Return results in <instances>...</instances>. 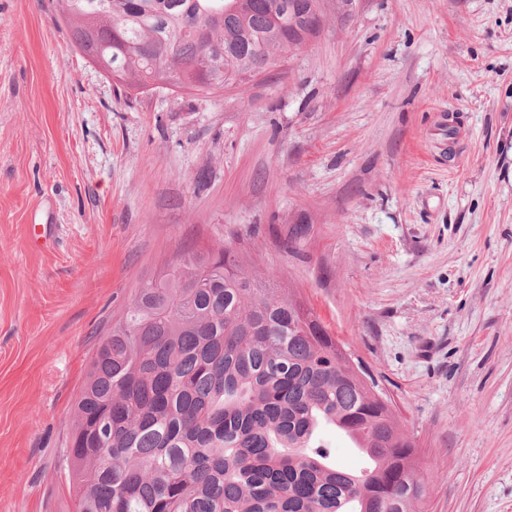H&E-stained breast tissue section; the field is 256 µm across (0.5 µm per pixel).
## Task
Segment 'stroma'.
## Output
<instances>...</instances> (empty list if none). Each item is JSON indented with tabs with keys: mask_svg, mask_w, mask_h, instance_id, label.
<instances>
[{
	"mask_svg": "<svg viewBox=\"0 0 512 512\" xmlns=\"http://www.w3.org/2000/svg\"><path fill=\"white\" fill-rule=\"evenodd\" d=\"M217 244L388 393L422 512H512V0H324L254 81L136 97L53 0H0V512H71L93 351L141 280Z\"/></svg>",
	"mask_w": 512,
	"mask_h": 512,
	"instance_id": "obj_1",
	"label": "stroma"
}]
</instances>
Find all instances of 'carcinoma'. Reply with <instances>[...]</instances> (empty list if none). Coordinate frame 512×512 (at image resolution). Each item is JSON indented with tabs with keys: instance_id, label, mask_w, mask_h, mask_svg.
Here are the masks:
<instances>
[{
	"instance_id": "carcinoma-1",
	"label": "carcinoma",
	"mask_w": 512,
	"mask_h": 512,
	"mask_svg": "<svg viewBox=\"0 0 512 512\" xmlns=\"http://www.w3.org/2000/svg\"><path fill=\"white\" fill-rule=\"evenodd\" d=\"M74 47L144 94L219 91L303 43L321 0H55ZM231 246L135 288L74 399V512H417L418 450L328 330ZM331 425L371 461H330Z\"/></svg>"
}]
</instances>
